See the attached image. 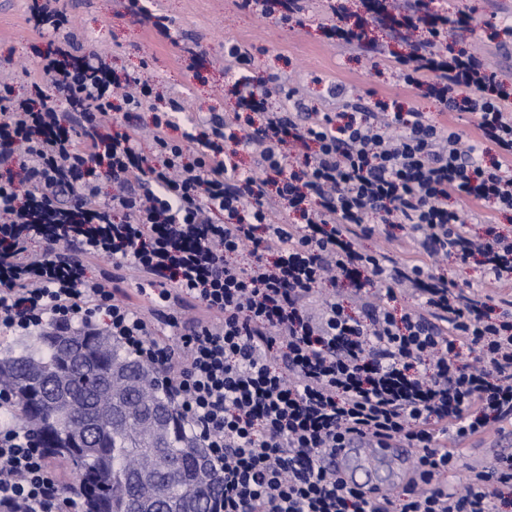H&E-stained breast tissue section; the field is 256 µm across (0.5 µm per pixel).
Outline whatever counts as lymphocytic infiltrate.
<instances>
[{
    "label": "lymphocytic infiltrate",
    "instance_id": "lymphocytic-infiltrate-1",
    "mask_svg": "<svg viewBox=\"0 0 512 512\" xmlns=\"http://www.w3.org/2000/svg\"><path fill=\"white\" fill-rule=\"evenodd\" d=\"M432 2L372 19L400 39L428 23L394 72L474 114L475 144L381 100L343 119L273 110L244 78L234 111L188 129L170 100L146 145L129 115L149 80L53 42L26 97L0 83V335L104 332L154 368L223 479L215 512H500L512 487V456L448 487L458 445L512 421V236L472 230L512 211V87L450 44L458 20ZM373 234L413 259L363 248ZM474 257L483 288L440 271ZM98 258L136 273L132 297L92 275ZM339 277L349 291L319 293ZM18 418L0 393V512H81ZM358 437L415 449L403 494L324 467Z\"/></svg>",
    "mask_w": 512,
    "mask_h": 512
}]
</instances>
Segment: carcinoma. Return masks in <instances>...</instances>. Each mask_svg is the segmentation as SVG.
Returning <instances> with one entry per match:
<instances>
[{
	"label": "carcinoma",
	"mask_w": 512,
	"mask_h": 512,
	"mask_svg": "<svg viewBox=\"0 0 512 512\" xmlns=\"http://www.w3.org/2000/svg\"><path fill=\"white\" fill-rule=\"evenodd\" d=\"M20 424L74 474L84 512H212L221 477L148 366L110 336H36L0 351ZM162 490L141 499L138 474Z\"/></svg>",
	"instance_id": "cac0c4a2"
}]
</instances>
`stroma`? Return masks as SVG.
Segmentation results:
<instances>
[{"label":"stroma","instance_id":"stroma-1","mask_svg":"<svg viewBox=\"0 0 512 512\" xmlns=\"http://www.w3.org/2000/svg\"><path fill=\"white\" fill-rule=\"evenodd\" d=\"M448 13H466L470 22L459 39L475 44L488 68L512 83V32L503 21L512 18V0H439ZM30 0H0V81L25 93L38 74V51L65 33L37 30L28 22ZM168 28L160 34L127 8V0H65L75 39L74 52L104 53L117 75L147 73L154 98H179L184 106L179 124L230 111L234 82L240 75L256 84L279 78L298 88L304 112L336 111L328 87L342 84L354 103L398 99L437 121L476 139V119L451 112L418 90L398 82L389 62L367 50H339L324 33L327 0H308L302 22L281 23L239 8L236 0H139ZM200 45L204 55L192 60L187 47ZM248 48L252 62L237 69L224 60V47Z\"/></svg>","mask_w":512,"mask_h":512}]
</instances>
